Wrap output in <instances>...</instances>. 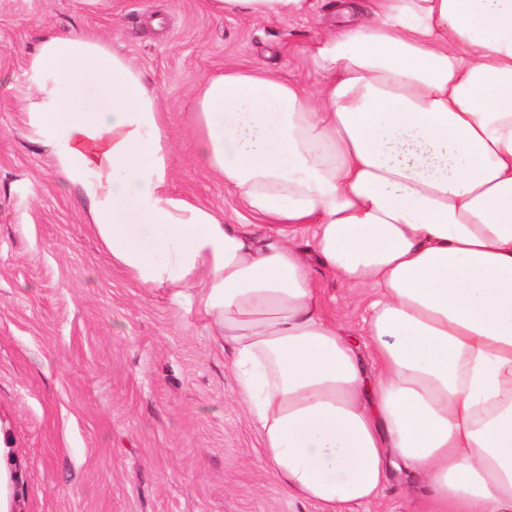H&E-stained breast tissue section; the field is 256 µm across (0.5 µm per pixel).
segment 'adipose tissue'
Returning <instances> with one entry per match:
<instances>
[{
    "label": "adipose tissue",
    "instance_id": "obj_1",
    "mask_svg": "<svg viewBox=\"0 0 512 512\" xmlns=\"http://www.w3.org/2000/svg\"><path fill=\"white\" fill-rule=\"evenodd\" d=\"M341 13L313 85L260 66L196 80L197 151L264 234L172 190L158 99L105 40L42 36L28 123L113 263L190 298L230 350L288 496L347 512L396 466L425 512H512V0ZM318 266L366 290L360 337L326 315Z\"/></svg>",
    "mask_w": 512,
    "mask_h": 512
}]
</instances>
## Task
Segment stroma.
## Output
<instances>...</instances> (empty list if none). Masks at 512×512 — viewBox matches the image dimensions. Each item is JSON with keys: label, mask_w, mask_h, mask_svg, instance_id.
Returning <instances> with one entry per match:
<instances>
[{"label": "stroma", "mask_w": 512, "mask_h": 512, "mask_svg": "<svg viewBox=\"0 0 512 512\" xmlns=\"http://www.w3.org/2000/svg\"><path fill=\"white\" fill-rule=\"evenodd\" d=\"M335 2L276 20L216 14L206 0H0V425L14 438L19 512H318L263 460L229 351L189 302L113 265L26 112L43 22L107 39L159 96L174 191L255 224L196 151V79L260 65L313 84L310 48L340 23ZM323 282L327 314L360 334L364 294ZM422 490L397 472L351 512H420Z\"/></svg>", "instance_id": "35a3bbf8"}]
</instances>
